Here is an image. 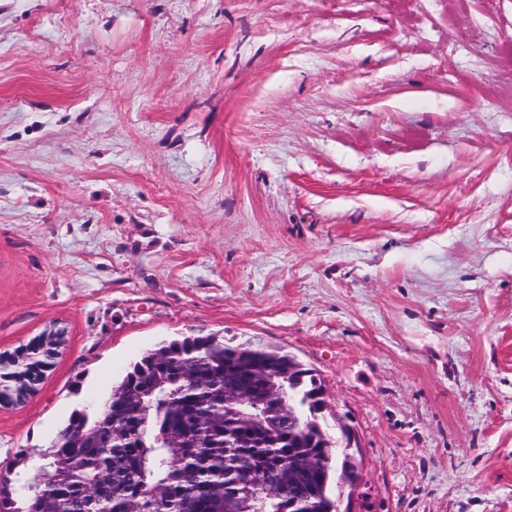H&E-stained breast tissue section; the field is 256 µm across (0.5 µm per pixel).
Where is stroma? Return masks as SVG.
Instances as JSON below:
<instances>
[{
  "mask_svg": "<svg viewBox=\"0 0 512 512\" xmlns=\"http://www.w3.org/2000/svg\"><path fill=\"white\" fill-rule=\"evenodd\" d=\"M0 407L30 477L146 350L314 369L355 512H512V0H0ZM39 349L40 346L33 344L31 341L28 345V353L17 362L15 361L13 364L4 367L3 375H7L5 377L9 378L3 379V384L0 385V396L2 392L4 395L13 392L17 387L18 380L29 372V367L41 360V357H36V351Z\"/></svg>",
  "mask_w": 512,
  "mask_h": 512,
  "instance_id": "35a3bbf8",
  "label": "stroma"
}]
</instances>
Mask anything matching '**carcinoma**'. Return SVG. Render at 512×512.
<instances>
[{
	"instance_id": "obj_1",
	"label": "carcinoma",
	"mask_w": 512,
	"mask_h": 512,
	"mask_svg": "<svg viewBox=\"0 0 512 512\" xmlns=\"http://www.w3.org/2000/svg\"><path fill=\"white\" fill-rule=\"evenodd\" d=\"M40 346L28 345L4 367L0 393L14 391ZM276 366L281 378L260 370ZM252 394L273 408L288 402L291 418L225 425L224 390ZM315 382L276 347L219 336H187L145 353L100 410L76 409L52 444L38 452L51 473L41 501L24 483L0 480V512H89L99 479L112 475L107 502L96 512H329L323 498L344 479L343 460L317 453L308 421ZM117 419L125 431L106 437ZM305 468L302 480L283 479L282 463Z\"/></svg>"
}]
</instances>
